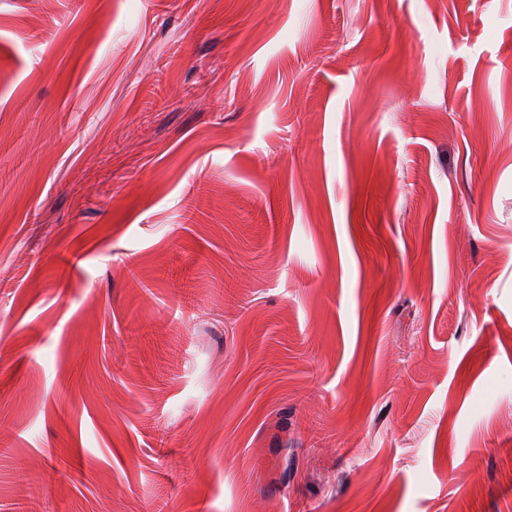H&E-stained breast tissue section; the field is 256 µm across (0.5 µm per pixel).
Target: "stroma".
I'll return each instance as SVG.
<instances>
[{
	"instance_id": "stroma-1",
	"label": "stroma",
	"mask_w": 512,
	"mask_h": 512,
	"mask_svg": "<svg viewBox=\"0 0 512 512\" xmlns=\"http://www.w3.org/2000/svg\"><path fill=\"white\" fill-rule=\"evenodd\" d=\"M512 0H0V512H512Z\"/></svg>"
}]
</instances>
